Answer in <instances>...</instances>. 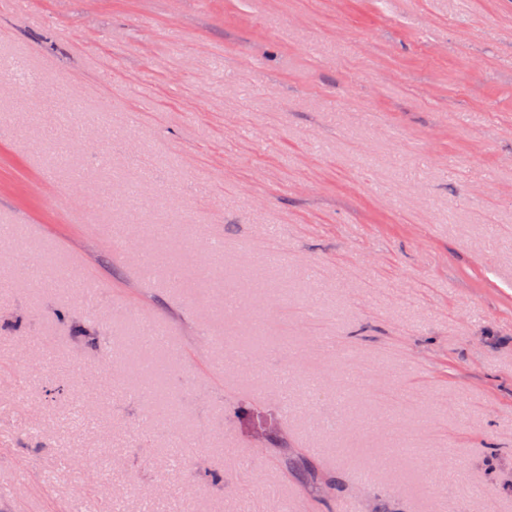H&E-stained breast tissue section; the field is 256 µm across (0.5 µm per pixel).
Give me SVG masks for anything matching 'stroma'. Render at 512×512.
Wrapping results in <instances>:
<instances>
[{
	"label": "stroma",
	"instance_id": "stroma-1",
	"mask_svg": "<svg viewBox=\"0 0 512 512\" xmlns=\"http://www.w3.org/2000/svg\"><path fill=\"white\" fill-rule=\"evenodd\" d=\"M4 321L0 512H512V0H0ZM282 462L285 467L302 470L307 475V484L314 497L325 499L329 496L332 490L335 489L336 483L334 480L324 479L319 476L318 470L309 461L296 459L288 455L283 456Z\"/></svg>",
	"mask_w": 512,
	"mask_h": 512
}]
</instances>
